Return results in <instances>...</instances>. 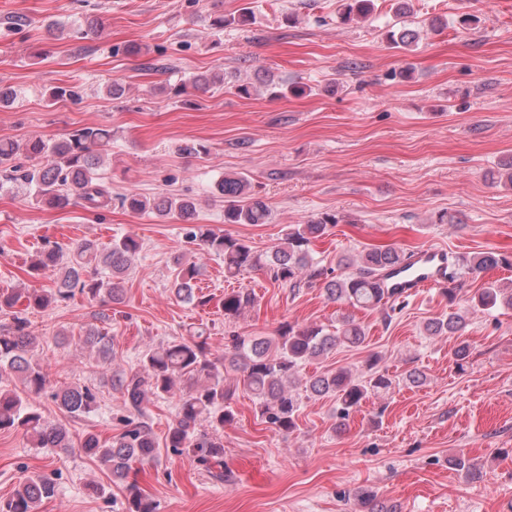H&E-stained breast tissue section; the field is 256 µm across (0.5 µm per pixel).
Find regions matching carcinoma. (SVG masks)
Returning a JSON list of instances; mask_svg holds the SVG:
<instances>
[{
	"mask_svg": "<svg viewBox=\"0 0 512 512\" xmlns=\"http://www.w3.org/2000/svg\"><path fill=\"white\" fill-rule=\"evenodd\" d=\"M377 0H340L341 18L345 21L365 20L373 15ZM390 41L404 48L412 46L419 33L400 27L388 32ZM225 83L224 71L201 73L174 87L159 88L175 97L189 95V90L207 91ZM80 86L69 84L49 90L48 101H77ZM112 140V130L104 126H87L68 137L52 142L42 139L23 143L0 140V172L5 180L24 189L27 194L51 208H64L72 197L90 208L106 205L111 197L101 182L103 158L99 148ZM37 160L25 168L17 160L20 155ZM216 195L224 201V223L264 224L270 210L262 198L252 193L251 182L241 175H227L215 185ZM122 206L133 212L151 210L164 218L186 223V236L200 242L209 253L224 257V272L233 277L248 269L266 268L273 280L283 286L299 288L311 285L323 276L310 244L325 235L336 224V217L325 215L288 230L283 242L271 253L263 255L243 239L196 224L195 202L187 197L160 194L153 197L130 192L121 198ZM142 250L137 237L126 235L112 242L106 250L92 240H84L69 256L52 245L30 263L29 273L36 277L53 271L56 287L49 290L21 288L0 292V314L8 315L11 324L0 329V377L16 375L26 391L39 394L49 384V372L33 359L36 341L29 331L27 311H40L53 304L70 301L76 295L90 300L107 299L119 303L123 299L125 276ZM408 256L396 248L372 247L337 261L341 273L324 282L328 299L354 308L375 309L387 303L381 280L391 268L402 264ZM512 262L492 252H481L464 258L461 268L470 274ZM200 275L197 263H179L171 292L182 302L205 306L211 298L196 291ZM254 297L246 290L224 295L222 308L227 319L239 317L253 305ZM473 309L512 308V287L491 283L479 288L469 299ZM466 318L457 311L429 320L425 331L430 336H459ZM366 341L364 326L349 315L336 321L333 329L322 326H300L285 322L271 337L233 336L224 351L215 354L204 330L176 337L160 345L147 346L140 358V369L119 371L112 386L126 398L133 413L120 418L122 431L109 441L94 434L86 435L80 450L98 458L110 468L112 476L127 480L136 463L154 459L156 441L151 427L141 420L145 405L157 398L173 397L177 414L166 437V447L178 455H188L216 479L224 477V424L235 418L230 400L232 389L224 387V374L234 372L243 378L244 386L254 395L259 416L276 431L291 433L297 428L301 393L306 397L329 395L336 399V425H345L350 415L371 394L387 392L393 379L381 366V357L370 356L359 371L338 368L304 382L297 389L301 367L337 347H360ZM83 348L103 364L114 357L112 337L97 326L89 327L80 337ZM58 406L72 415H84L99 408L98 392L88 385H70L51 394ZM23 429L37 448H70L72 439L62 425L48 420L32 405H23L22 397L13 389L0 386V430ZM125 512H156L154 502L134 485L128 486ZM59 487L46 475L28 478L4 501L0 512H39L43 501L56 496ZM360 501L369 512H398L378 501L372 489L360 492Z\"/></svg>",
	"mask_w": 512,
	"mask_h": 512,
	"instance_id": "carcinoma-1",
	"label": "carcinoma"
}]
</instances>
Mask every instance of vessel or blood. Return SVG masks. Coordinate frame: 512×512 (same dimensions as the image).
<instances>
[{
    "label": "vessel or blood",
    "mask_w": 512,
    "mask_h": 512,
    "mask_svg": "<svg viewBox=\"0 0 512 512\" xmlns=\"http://www.w3.org/2000/svg\"><path fill=\"white\" fill-rule=\"evenodd\" d=\"M388 295L407 298L424 290L448 286V253L440 247H426L413 259L409 269L389 270L384 282Z\"/></svg>",
    "instance_id": "1"
}]
</instances>
